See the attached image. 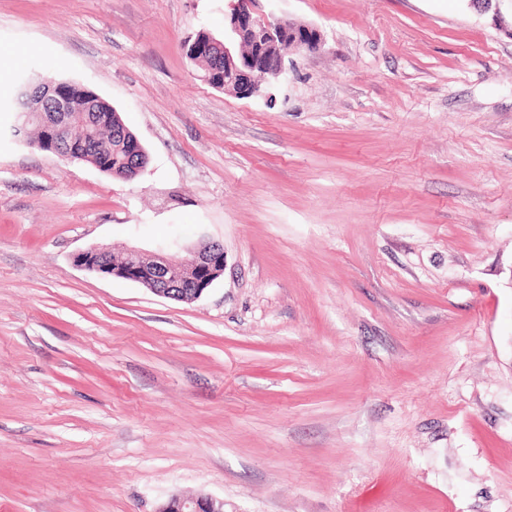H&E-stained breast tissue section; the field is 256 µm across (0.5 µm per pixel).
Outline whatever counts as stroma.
I'll return each instance as SVG.
<instances>
[{
	"mask_svg": "<svg viewBox=\"0 0 512 512\" xmlns=\"http://www.w3.org/2000/svg\"><path fill=\"white\" fill-rule=\"evenodd\" d=\"M317 28L245 98L228 0H0V102L93 90L129 181L0 112V512H512V0H257ZM216 241L199 299L78 267ZM31 113L32 115L29 116L27 122L26 118L23 119V124L26 122V126L24 128H19L22 119L19 120L18 115L17 122L12 128V134L17 138L23 139L24 137L31 145L48 147L49 141L45 124L35 114L36 112ZM157 512H224V502L206 494L172 496Z\"/></svg>",
	"mask_w": 512,
	"mask_h": 512,
	"instance_id": "obj_1",
	"label": "stroma"
}]
</instances>
